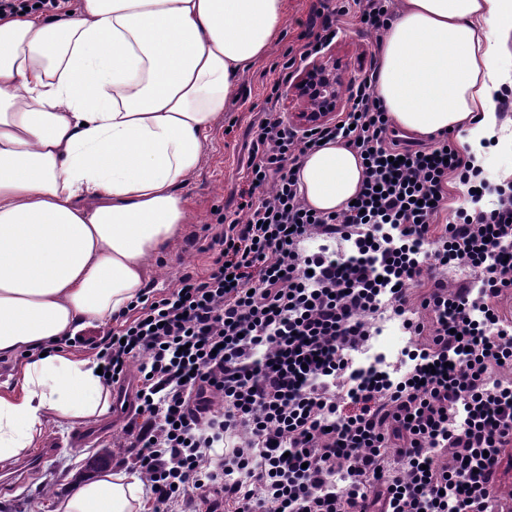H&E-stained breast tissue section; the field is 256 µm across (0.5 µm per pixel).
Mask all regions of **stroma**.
<instances>
[{"label": "stroma", "instance_id": "35a3bbf8", "mask_svg": "<svg viewBox=\"0 0 512 512\" xmlns=\"http://www.w3.org/2000/svg\"><path fill=\"white\" fill-rule=\"evenodd\" d=\"M321 3L288 0L287 28L281 43L242 76L236 98L212 129L199 171L182 188L189 205L187 224L165 256L147 265L149 296H161L183 274L200 273L208 267L211 253L207 246L217 231V219L234 211L240 201L248 156L257 126L265 117L267 97L278 95V110L286 118L294 116L288 89L304 63L299 60L288 68L284 62L288 52H301ZM335 20L339 33L331 50L343 64V84L348 87L368 69L376 35L361 27L353 14H339ZM126 418V412L115 408L106 417L75 427L48 420L35 446L54 445V454L19 480L0 482V512H56L68 485L88 474V459L102 450L112 452L108 468H119L123 451L114 447L113 441Z\"/></svg>", "mask_w": 512, "mask_h": 512}]
</instances>
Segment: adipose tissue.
Segmentation results:
<instances>
[{
  "label": "adipose tissue",
  "instance_id": "obj_1",
  "mask_svg": "<svg viewBox=\"0 0 512 512\" xmlns=\"http://www.w3.org/2000/svg\"><path fill=\"white\" fill-rule=\"evenodd\" d=\"M286 0H79L73 14L0 20V359L26 361L0 390V460L47 418L107 415L92 359L61 339L126 310L150 259L187 218L199 169L240 77L284 32ZM376 94L393 128L426 140L462 130L475 167L512 120V0H401L375 48ZM307 204L339 212L366 178L330 142L297 175ZM138 473L74 483L57 512H141Z\"/></svg>",
  "mask_w": 512,
  "mask_h": 512
}]
</instances>
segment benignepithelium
Instances as JSON below:
<instances>
[{"mask_svg": "<svg viewBox=\"0 0 512 512\" xmlns=\"http://www.w3.org/2000/svg\"><path fill=\"white\" fill-rule=\"evenodd\" d=\"M340 86L335 65L318 59L308 63L291 89L296 100L307 104L295 113L297 123L310 128L332 120L341 106Z\"/></svg>", "mask_w": 512, "mask_h": 512, "instance_id": "1", "label": "benign epithelium"}]
</instances>
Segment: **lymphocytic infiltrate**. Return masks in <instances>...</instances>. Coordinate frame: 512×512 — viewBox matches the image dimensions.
Segmentation results:
<instances>
[{"label":"lymphocytic infiltrate","instance_id":"1","mask_svg":"<svg viewBox=\"0 0 512 512\" xmlns=\"http://www.w3.org/2000/svg\"><path fill=\"white\" fill-rule=\"evenodd\" d=\"M375 86L364 74L337 125L299 130L268 108L205 273L91 341L107 384L137 380L118 445L153 512H496L512 448V321L496 305L512 288V184L490 186L447 135L402 142ZM334 139L366 179L330 215L310 210L295 169ZM452 179L475 207L439 224ZM455 268L476 286L449 288ZM414 288L427 319L409 314ZM386 312L429 337L397 380L351 358Z\"/></svg>","mask_w":512,"mask_h":512}]
</instances>
